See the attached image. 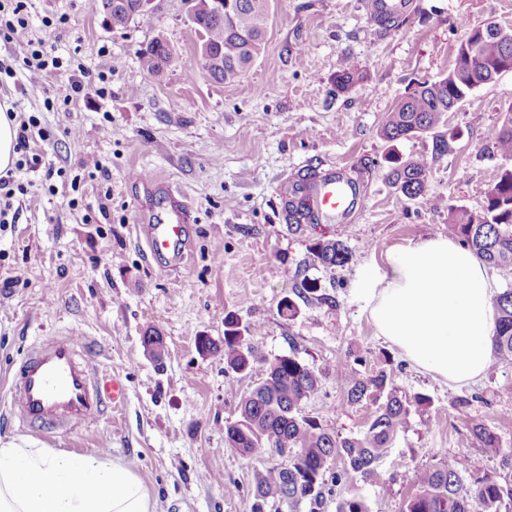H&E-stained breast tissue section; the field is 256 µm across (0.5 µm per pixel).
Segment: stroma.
I'll use <instances>...</instances> for the list:
<instances>
[{"instance_id": "35a3bbf8", "label": "stroma", "mask_w": 512, "mask_h": 512, "mask_svg": "<svg viewBox=\"0 0 512 512\" xmlns=\"http://www.w3.org/2000/svg\"><path fill=\"white\" fill-rule=\"evenodd\" d=\"M402 24L381 30L362 0H271L264 52L232 84L214 82L198 64L190 0H154L150 19L105 27L84 0H30L29 23L0 43V59L21 63L29 44L54 46L64 61L103 75L107 94L88 89L67 107L46 110L45 91L24 77L0 76V103L36 116L49 132L36 150L64 176L17 172L28 184L14 205L18 220L0 226V440L75 454L98 453L130 468L155 512H243L260 462L224 438L242 396L262 376L226 371L198 338L224 340V318L255 331L267 357L292 354L315 370L317 393L302 413L342 436L360 434L376 405L350 403L336 370L343 359L358 377L385 371L403 394L430 396L413 412L380 465L384 484L325 479L318 501L298 512H336L360 494L369 512H402L414 491L412 471L452 457L458 468L483 460L512 478V367L490 362L476 382L456 385L412 363L377 332L360 275L386 266L395 245L448 233L452 207L480 213L504 161L487 137L512 109V72L475 90L448 115L462 136L433 162L426 195L410 199L385 177L389 152L430 151L431 138L390 143L380 129L416 83L453 66L460 20L512 28V0H414ZM67 17L63 30L53 26ZM164 34L174 60L165 82L142 70L138 51ZM354 62L362 81L347 94L336 74ZM111 135H104V127ZM107 160L109 174L88 178L85 159ZM337 169L357 200L334 220L293 229L284 219L282 184ZM149 174L189 204L191 255L165 270L139 237ZM338 238L352 251L342 268L322 266L310 248ZM318 295L299 291L302 279ZM329 295L331 304L321 303ZM295 317L279 312L285 299ZM78 331L94 371L123 380L127 398L113 417L45 437L20 428L8 408L10 374L37 339ZM155 332L164 354L153 359L143 338ZM467 400L459 409V400ZM493 430L500 452L486 457L471 432Z\"/></svg>"}]
</instances>
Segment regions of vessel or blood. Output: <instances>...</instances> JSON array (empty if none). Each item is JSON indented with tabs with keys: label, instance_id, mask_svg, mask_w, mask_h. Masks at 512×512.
Returning a JSON list of instances; mask_svg holds the SVG:
<instances>
[{
	"label": "vessel or blood",
	"instance_id": "b4317fda",
	"mask_svg": "<svg viewBox=\"0 0 512 512\" xmlns=\"http://www.w3.org/2000/svg\"><path fill=\"white\" fill-rule=\"evenodd\" d=\"M412 0H367L373 22L410 9ZM315 217L345 211L351 204L350 184L327 171L303 185ZM189 207L182 198L169 196L163 213L143 229L153 256L183 263L189 240ZM85 352V339L75 331L40 340L17 366L12 383V413L20 426L38 431L77 429L95 422L110 410L119 411L126 391L121 379H96Z\"/></svg>",
	"mask_w": 512,
	"mask_h": 512
}]
</instances>
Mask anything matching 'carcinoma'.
Masks as SVG:
<instances>
[{"label":"carcinoma","mask_w":512,"mask_h":512,"mask_svg":"<svg viewBox=\"0 0 512 512\" xmlns=\"http://www.w3.org/2000/svg\"><path fill=\"white\" fill-rule=\"evenodd\" d=\"M270 0H235L228 16L214 9V0H194L190 21L200 36L199 53L210 54V63L201 68L216 83L238 81L264 48L269 22ZM464 38L478 45V66L497 70L505 57L512 56V44L506 45L493 35L481 34L479 26L463 24ZM142 69L156 81H163L172 61V49L166 38L157 35L139 52ZM472 63L462 54L455 56L453 68L434 82H421L390 112L380 135L389 142L410 141L432 136L431 156L421 153L406 158L390 157L389 183L408 198L426 194L429 187L430 160L446 154L448 139L454 134L440 131L445 126L451 105L465 99L478 83L473 80ZM363 79L356 65L348 61L336 74V91L350 92ZM489 140L508 162L501 167L494 186L487 192L483 214L475 217L460 208L448 212V230L483 263L512 268V109L490 131ZM286 221L301 226L310 210L301 201L286 204ZM314 258L325 267H344L352 252L338 239H320L311 247ZM496 327L491 337L497 361L512 365V286L500 292L494 301ZM208 353L224 359L225 368L236 373L265 365L260 382L245 394L238 416L224 424L230 447L258 461L266 460L272 448L295 449L288 464L270 465L257 474L254 489L247 497L248 512H264L268 499L276 498L296 510L305 499L319 494L328 464L339 457L344 461L336 472V483L354 485L359 481L385 483L380 463L387 456L398 434L410 422L412 410L431 405V398L418 393L411 398L391 386L386 372L365 379L356 377L347 364L343 377L348 383L347 399L358 403L377 402L376 410L364 431L353 437L331 432L301 413V405L318 388L315 371L294 355L263 357L259 347L239 333L233 317L224 320V343L208 338L199 341ZM473 436L488 454H498L497 435L482 424L471 427ZM416 492L407 499L403 512H512V485L490 473L483 462H473L460 472L449 458L414 471ZM336 512H369L364 498L352 494L341 499Z\"/></svg>","instance_id":"obj_1"}]
</instances>
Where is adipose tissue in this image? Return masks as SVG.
I'll list each match as a JSON object with an SVG mask.
<instances>
[{
	"label": "adipose tissue",
	"mask_w": 512,
	"mask_h": 512,
	"mask_svg": "<svg viewBox=\"0 0 512 512\" xmlns=\"http://www.w3.org/2000/svg\"><path fill=\"white\" fill-rule=\"evenodd\" d=\"M377 330L417 366L454 384L484 374L495 328V282L445 237L395 246L387 269L362 275ZM0 512H153L130 469L93 455L0 441Z\"/></svg>",
	"instance_id": "ef3b65f1"
}]
</instances>
